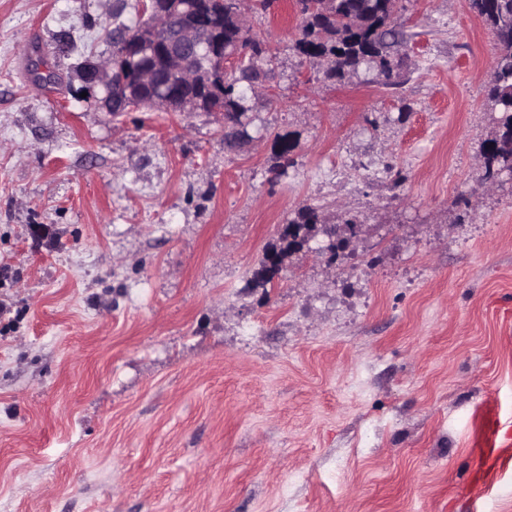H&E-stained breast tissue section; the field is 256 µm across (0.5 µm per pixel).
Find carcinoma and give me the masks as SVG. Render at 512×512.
<instances>
[{
    "mask_svg": "<svg viewBox=\"0 0 512 512\" xmlns=\"http://www.w3.org/2000/svg\"><path fill=\"white\" fill-rule=\"evenodd\" d=\"M301 14V37L295 49L302 56L322 59L324 76L343 79L362 67L372 68L385 77V85L394 87V72L402 69L400 48L407 43L403 31L394 28L393 0H296ZM492 31L497 48L491 80L486 86L488 111L495 113V130L486 141L483 156L482 181H496L508 172L512 174V0H470ZM243 26L235 0H224V46L244 41L249 57L224 79V116L234 128L224 132V144L234 147L247 136L241 128V116L246 112L242 84L267 77L257 62L264 54L261 43L242 38ZM319 208L304 205L288 219L280 244L270 246L281 258L296 251L294 239L308 237L318 231ZM268 256L248 280L253 288L272 284L275 270L267 267Z\"/></svg>",
    "mask_w": 512,
    "mask_h": 512,
    "instance_id": "obj_1",
    "label": "carcinoma"
}]
</instances>
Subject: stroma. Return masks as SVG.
Instances as JSON below:
<instances>
[{
	"mask_svg": "<svg viewBox=\"0 0 512 512\" xmlns=\"http://www.w3.org/2000/svg\"><path fill=\"white\" fill-rule=\"evenodd\" d=\"M138 0H0V512H512L473 478L512 426V175L479 182L497 52L468 0H407L396 87L248 18L275 100L108 112L81 69ZM295 149L274 158L276 135ZM356 217L248 287L299 207ZM478 415L477 431L473 447L481 448L482 453L492 462L502 464L504 457L500 454L499 448H503L509 444L511 434H505V439L499 438V432L502 424L499 418V412L494 400L487 399L481 403L476 410Z\"/></svg>",
	"mask_w": 512,
	"mask_h": 512,
	"instance_id": "stroma-1",
	"label": "stroma"
}]
</instances>
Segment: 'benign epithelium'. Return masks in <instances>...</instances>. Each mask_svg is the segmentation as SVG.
I'll return each mask as SVG.
<instances>
[{"instance_id": "1", "label": "benign epithelium", "mask_w": 512, "mask_h": 512, "mask_svg": "<svg viewBox=\"0 0 512 512\" xmlns=\"http://www.w3.org/2000/svg\"><path fill=\"white\" fill-rule=\"evenodd\" d=\"M220 0H140L148 23L135 28L114 46L112 56L89 64L83 73L89 96L103 91L102 103L145 107L169 112H197L212 103L224 84V70L237 67L241 53L224 52V19ZM206 14L211 22L201 26L195 15ZM145 50L161 60L170 81L192 89L174 96L161 89L145 99H131L122 86H150L157 81L155 68L137 64L136 52Z\"/></svg>"}]
</instances>
